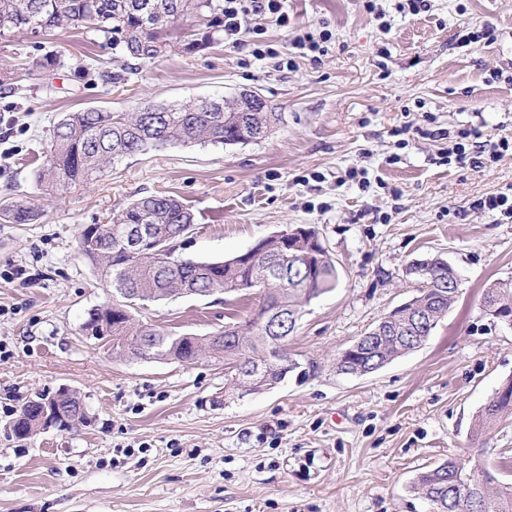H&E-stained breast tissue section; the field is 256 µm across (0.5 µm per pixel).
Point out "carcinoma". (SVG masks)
Masks as SVG:
<instances>
[{
    "label": "carcinoma",
    "mask_w": 512,
    "mask_h": 512,
    "mask_svg": "<svg viewBox=\"0 0 512 512\" xmlns=\"http://www.w3.org/2000/svg\"><path fill=\"white\" fill-rule=\"evenodd\" d=\"M210 18L200 37L182 40L174 35L176 22L187 16ZM87 29L122 49L124 54L147 65L168 53L191 54L219 39L224 32L223 0H0V36L12 31L42 32L55 28ZM60 65L57 54H46L31 62L34 75ZM212 108L198 102L191 105L162 106L160 112H112L86 108L66 113L54 126L41 168L40 183L53 193L87 183L103 173L112 160L168 146L224 144L227 139L254 135L255 124L275 126L281 113L241 112L238 102L218 99ZM37 211L21 205L0 208V219L11 224H31ZM194 223V215L183 202L164 194L143 195L118 207L110 223L96 225L97 231L83 230L77 239L78 251L101 271L112 292H125L136 302L158 301L178 295L214 292L237 293L252 288V282L269 278L268 293L262 296L260 312L288 308V314L302 311L304 304L336 285V265L328 251H321L318 276L308 282L300 259L287 261L281 248L272 244L254 264H233L228 260L195 261L175 254L174 243ZM129 226H143L163 239L167 250H146L132 256L124 241ZM289 264L292 276L281 282L274 272ZM450 270L433 269L414 279L416 308L393 320L377 339L362 344L354 356L337 360V370L359 374L379 370L418 346L426 324L437 322L456 302L459 288L449 287ZM482 312L503 324L512 320V283L494 282L483 292ZM243 331L237 346L224 348V362H259L269 349L260 316L235 323ZM89 335L112 350L127 351L137 359L176 360L192 363L206 351H215L207 336L172 339L153 324L139 323L133 315L115 305L89 310L83 323ZM22 403L11 431L18 439L33 435L41 405L34 399ZM59 413L60 429L70 430L88 422L87 409L70 390L55 392L51 400ZM512 416V378L503 395L491 397L478 411L472 428L481 437L503 418ZM414 490L436 512H512V482H502L482 466L461 457L419 473Z\"/></svg>",
    "instance_id": "1"
}]
</instances>
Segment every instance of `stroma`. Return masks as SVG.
Returning a JSON list of instances; mask_svg holds the SVG:
<instances>
[{"label": "stroma", "mask_w": 512, "mask_h": 512, "mask_svg": "<svg viewBox=\"0 0 512 512\" xmlns=\"http://www.w3.org/2000/svg\"><path fill=\"white\" fill-rule=\"evenodd\" d=\"M288 0L289 29L266 23L287 52L294 35L329 29L318 60L286 68L251 54L252 36L168 54L104 93L74 75L77 60L126 59L80 29L0 37V92L11 118L0 157V205L37 210L33 224L0 222V512H431L413 491L423 467L475 457L512 479V420L471 442L474 418L512 377V329L479 309L486 285L512 280V221L473 201L512 185V156L482 170L448 165L442 142L395 127L512 134V0H430L410 16L398 0ZM491 45L460 46L484 21ZM57 53L41 78L30 62ZM253 91L281 122L244 145L174 146L114 160L104 176L56 195L38 181L50 132L91 106L130 112ZM176 196L193 213L180 256L224 260L291 227L315 228L335 262L334 288L303 308L288 354L306 376L234 390L222 360H136L86 338L87 311L112 300L77 249L141 195ZM441 256L459 298L420 348L363 376L337 355L415 294L407 265ZM258 289L146 303L136 319L171 335L208 336L251 317ZM74 390L90 422L16 439L26 398Z\"/></svg>", "instance_id": "obj_1"}]
</instances>
